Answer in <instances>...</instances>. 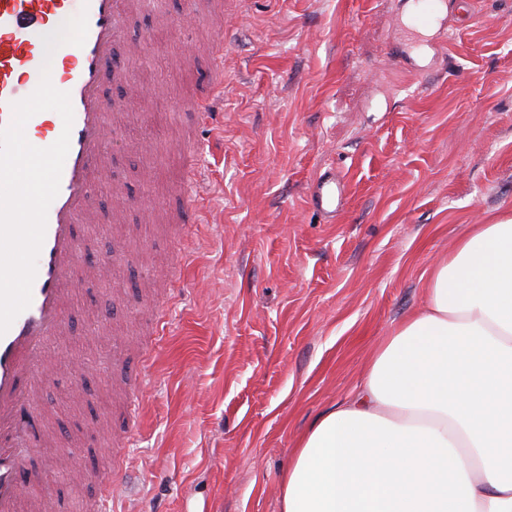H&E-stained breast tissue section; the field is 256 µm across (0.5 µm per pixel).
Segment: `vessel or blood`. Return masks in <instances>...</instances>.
<instances>
[{
	"mask_svg": "<svg viewBox=\"0 0 512 512\" xmlns=\"http://www.w3.org/2000/svg\"><path fill=\"white\" fill-rule=\"evenodd\" d=\"M80 4L87 7L84 45L64 44L46 55L41 30L68 17ZM126 8L125 0H0V127L11 122L12 103L38 87L45 65L52 85L69 93L73 108L72 125H64L60 115L40 112L25 127L30 139L43 144L54 143L63 129L71 134L59 192L47 211L31 302L0 335V512H19L20 478L30 453L29 440L37 431L30 406L45 380L50 342L64 333L76 286L81 258L77 227L94 216L92 186L110 170L107 147L114 105L102 89L108 79L123 77L116 57ZM412 21L422 27L441 26L439 0L417 6ZM344 195V183L332 173L310 187L312 206L331 219L343 207ZM62 465L77 478H92L104 497H111V474L88 476L76 454Z\"/></svg>",
	"mask_w": 512,
	"mask_h": 512,
	"instance_id": "1",
	"label": "vessel or blood"
}]
</instances>
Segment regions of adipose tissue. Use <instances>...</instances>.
Masks as SVG:
<instances>
[{"label":"adipose tissue","instance_id":"ef3b65f1","mask_svg":"<svg viewBox=\"0 0 512 512\" xmlns=\"http://www.w3.org/2000/svg\"><path fill=\"white\" fill-rule=\"evenodd\" d=\"M422 278V306L299 436L280 512H512V217Z\"/></svg>","mask_w":512,"mask_h":512}]
</instances>
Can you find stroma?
Masks as SVG:
<instances>
[{
	"label": "stroma",
	"instance_id": "1",
	"mask_svg": "<svg viewBox=\"0 0 512 512\" xmlns=\"http://www.w3.org/2000/svg\"><path fill=\"white\" fill-rule=\"evenodd\" d=\"M162 2L184 25L130 9L125 41L139 50L123 57L125 84L103 88L120 105L115 177L93 187L99 225L83 229L82 253L116 260L78 283L50 344L71 366L32 412L91 473L113 465L101 425L128 435L106 512H279L298 437L421 305V272L468 225L512 212V0H446L439 51L436 29H411L406 0H250L224 26L211 0ZM203 96L211 128L192 107ZM187 133L203 151L189 199L171 145ZM330 170L348 195L332 224L308 197ZM116 187L134 199L120 211ZM169 287L168 328L143 359ZM139 378L131 423L125 384ZM31 466L50 512H86L93 488L58 494L44 460ZM224 41L220 33L213 40L212 59L214 62L211 70L212 85L223 91L224 89Z\"/></svg>",
	"mask_w": 512,
	"mask_h": 512
}]
</instances>
